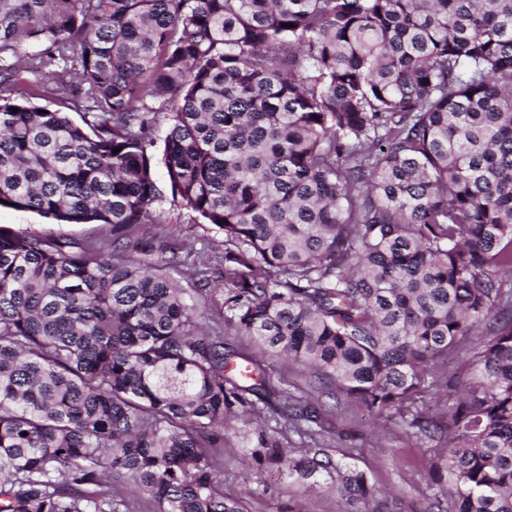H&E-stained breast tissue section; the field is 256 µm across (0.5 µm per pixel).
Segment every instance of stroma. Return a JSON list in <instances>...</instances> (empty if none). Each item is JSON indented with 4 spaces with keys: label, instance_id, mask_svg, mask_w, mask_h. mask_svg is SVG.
<instances>
[{
    "label": "stroma",
    "instance_id": "obj_1",
    "mask_svg": "<svg viewBox=\"0 0 512 512\" xmlns=\"http://www.w3.org/2000/svg\"><path fill=\"white\" fill-rule=\"evenodd\" d=\"M156 213L158 222L151 227L154 257L184 273L197 267L202 258H210L207 277L211 285L221 284L223 270L218 259L224 253L223 233L167 201ZM0 225L98 244L112 239V228L105 224H54L37 213L10 207H0ZM444 369L455 377L457 386L430 395L428 403L437 411L455 402L460 387L479 377L465 351L452 354ZM323 401L333 407L334 422L344 433L343 439L329 448V455L363 471L380 490L377 502L348 507L333 486L314 489L275 469L258 467L250 454L255 430L243 421L234 423L224 438L223 454L215 458L225 494L242 498L248 512H428L433 491L424 444L410 435L395 414L372 415L361 406L329 395Z\"/></svg>",
    "mask_w": 512,
    "mask_h": 512
}]
</instances>
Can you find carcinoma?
Here are the masks:
<instances>
[{
  "instance_id": "1",
  "label": "carcinoma",
  "mask_w": 512,
  "mask_h": 512,
  "mask_svg": "<svg viewBox=\"0 0 512 512\" xmlns=\"http://www.w3.org/2000/svg\"><path fill=\"white\" fill-rule=\"evenodd\" d=\"M35 42L82 123L14 95ZM162 113L172 200L224 233L222 327L136 235ZM1 206L112 250L0 226V512H112L115 469L156 512H247L212 455L265 411L257 465L368 502L327 386L443 443L437 512H512V0H0ZM467 346L480 381L435 414ZM0 225L15 230H35L53 236H65L86 242L106 243L112 240V226L105 224H52L35 212L0 207ZM267 374L274 381H281L291 392L300 394L301 392L309 391L308 374L300 370L289 368L286 363L280 358H265Z\"/></svg>"
}]
</instances>
